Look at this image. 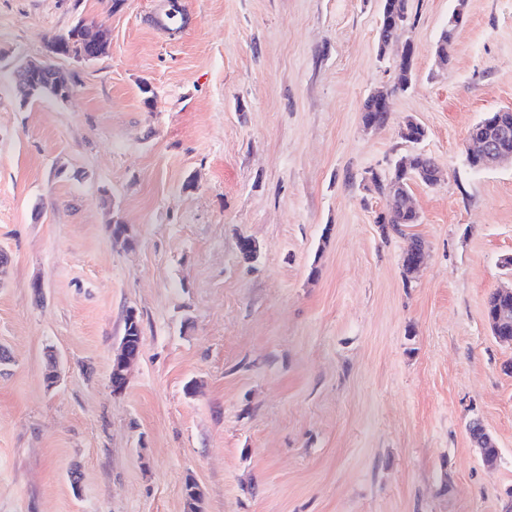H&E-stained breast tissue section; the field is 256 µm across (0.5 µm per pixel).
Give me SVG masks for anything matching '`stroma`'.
I'll return each instance as SVG.
<instances>
[{"instance_id": "stroma-1", "label": "stroma", "mask_w": 512, "mask_h": 512, "mask_svg": "<svg viewBox=\"0 0 512 512\" xmlns=\"http://www.w3.org/2000/svg\"><path fill=\"white\" fill-rule=\"evenodd\" d=\"M180 3L169 30L166 0H0V512H187L189 477L203 512H501L512 344L484 306L512 287V163L471 169L464 138L512 108V0H465L444 66L456 0H410L384 49L381 0ZM80 19L108 53L57 59L68 101L21 100L16 65ZM411 153L444 177L411 181L420 221L386 234L370 178ZM370 106L367 99L365 100L362 107V120L364 124L375 123L378 125H384L388 120L386 112H390L389 101L387 94L383 92H376L371 95ZM374 110H373V109ZM375 109L380 112L375 111ZM478 424L480 425V423ZM483 429L481 425L479 428H477V425L471 428V439L479 452H481L483 448V452H481L483 463L488 467H494L500 457L499 448H497L494 439L489 438L486 433L482 432Z\"/></svg>"}]
</instances>
